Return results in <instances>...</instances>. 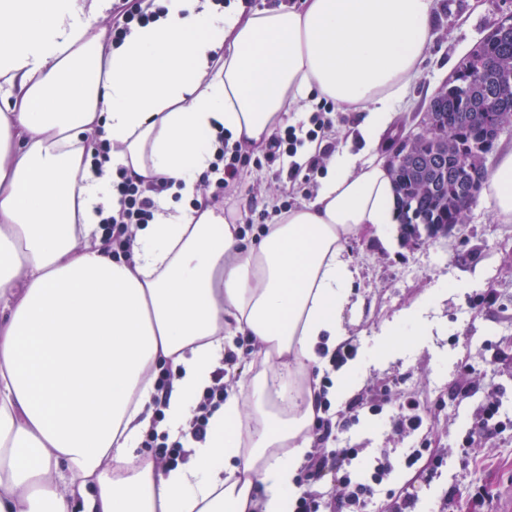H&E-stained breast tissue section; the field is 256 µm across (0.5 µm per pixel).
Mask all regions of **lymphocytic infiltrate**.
Masks as SVG:
<instances>
[{"label":"lymphocytic infiltrate","instance_id":"obj_1","mask_svg":"<svg viewBox=\"0 0 512 512\" xmlns=\"http://www.w3.org/2000/svg\"><path fill=\"white\" fill-rule=\"evenodd\" d=\"M155 0H116L112 6L113 40H123L132 25H144L153 17ZM332 109L329 102H322L308 119L287 126L277 132L265 145L261 156H253L241 144H230L227 137H219V147L212 164L215 190L212 200H219L233 191L246 168L256 170L268 169L276 177L296 180L301 173L315 175L322 168L319 158L301 159V150L306 142L323 139L330 135L333 128ZM169 187L167 181L157 180L144 183L137 176L128 174L125 169H118L116 189L119 193L118 211L103 220L104 237L111 243L113 251L129 252L135 236L137 225L149 223L158 208L160 195ZM228 394L224 383L223 369H216L213 384L209 387L197 406L183 432L181 440L163 446L159 443L157 431H148L142 445L146 448H161L163 455L170 461L189 456L188 442L203 441L211 413L223 404ZM314 430L320 446L310 452L307 464L299 478L306 484V491L296 501L295 512H365L367 506L378 496L384 494L387 477L392 471V464L386 449H378L369 475L359 479L353 476L350 467L361 456L358 448H331L327 442L332 434L330 419L316 418ZM333 469L336 476V495L327 499L315 491L314 485L321 478L325 469Z\"/></svg>","mask_w":512,"mask_h":512}]
</instances>
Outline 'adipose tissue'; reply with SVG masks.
Instances as JSON below:
<instances>
[{"label": "adipose tissue", "instance_id": "ef3b65f1", "mask_svg": "<svg viewBox=\"0 0 512 512\" xmlns=\"http://www.w3.org/2000/svg\"><path fill=\"white\" fill-rule=\"evenodd\" d=\"M165 13L107 39L112 0H0V512H292L315 416L229 393L187 462L139 445L153 371L172 373L178 440L234 334L307 375L347 339L357 270L347 242L397 223L388 167L347 149L313 198L246 240L196 186L216 135L264 145L293 109L361 110L372 146L418 79L435 0H157ZM112 146L93 168L89 140ZM170 181L130 254L100 229L112 173ZM486 194L512 223V148Z\"/></svg>", "mask_w": 512, "mask_h": 512}]
</instances>
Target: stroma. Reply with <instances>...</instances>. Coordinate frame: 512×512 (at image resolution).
Masks as SVG:
<instances>
[{"label":"stroma","mask_w":512,"mask_h":512,"mask_svg":"<svg viewBox=\"0 0 512 512\" xmlns=\"http://www.w3.org/2000/svg\"><path fill=\"white\" fill-rule=\"evenodd\" d=\"M510 11L512 0H435L427 60L409 99L395 109L400 135L419 123L436 89ZM311 198L304 184L254 171L219 206L241 220L254 207L271 212L282 201L299 207ZM347 248L358 269V305L345 314L344 324L357 346V360L365 365L355 393L397 380L399 397L429 409V436L447 465L429 482L403 467L401 457L417 439L396 432L390 406L375 415L332 402L329 447L389 449L394 470L387 486L399 493L413 490V512H436L447 497L453 500L450 512H496L502 491L512 486V430L474 445L466 455L461 444L488 400L490 384H497L504 410L512 412V223L499 222L491 201L482 196L463 224L436 241L407 245L397 230L369 224ZM464 363L475 369L467 396L459 371Z\"/></svg>","instance_id":"1"}]
</instances>
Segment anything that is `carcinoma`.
I'll use <instances>...</instances> for the list:
<instances>
[{
    "mask_svg": "<svg viewBox=\"0 0 512 512\" xmlns=\"http://www.w3.org/2000/svg\"><path fill=\"white\" fill-rule=\"evenodd\" d=\"M472 55L494 62L488 78L498 87L495 111L503 126H512V41L487 38ZM471 67L470 59L461 62L431 101V109L439 113V133L404 146L406 155L417 160L390 165L400 230L406 238L431 237L449 224L464 223L473 201L464 192L465 180L456 173L458 160H466L470 175L483 182L489 175L486 155L501 128L487 122L486 81L475 78Z\"/></svg>",
    "mask_w": 512,
    "mask_h": 512,
    "instance_id": "1",
    "label": "carcinoma"
}]
</instances>
